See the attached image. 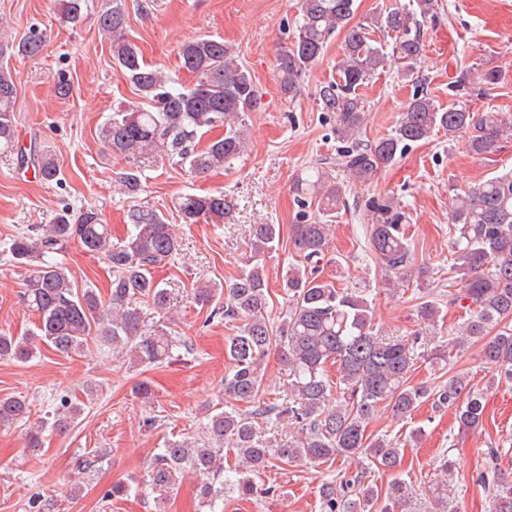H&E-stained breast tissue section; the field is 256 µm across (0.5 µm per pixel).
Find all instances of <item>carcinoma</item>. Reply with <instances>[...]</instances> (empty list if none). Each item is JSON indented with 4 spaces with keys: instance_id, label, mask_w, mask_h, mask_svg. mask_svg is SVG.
Returning <instances> with one entry per match:
<instances>
[{
    "instance_id": "1",
    "label": "carcinoma",
    "mask_w": 512,
    "mask_h": 512,
    "mask_svg": "<svg viewBox=\"0 0 512 512\" xmlns=\"http://www.w3.org/2000/svg\"><path fill=\"white\" fill-rule=\"evenodd\" d=\"M86 0H60L59 19L77 22ZM438 0H414L408 9L399 5L385 13L353 22L355 0H299L300 21L289 48L276 59L275 75L284 97L293 99L308 68L324 54L329 39L343 34L337 77L317 92L324 112L336 114V133L347 143L336 158L309 166L295 175L291 191L297 204L317 207L318 216L302 213L290 225L289 244L297 262L288 265L280 287L286 309L271 318V288L266 261L278 250L280 224H256L250 252L229 287L200 281L192 300L210 309L211 318L233 323L224 341L230 367L224 374V406L204 411L202 432L172 437L156 449L146 467L144 484L157 503L178 490L191 475L197 480L201 507L232 500L272 496L275 488L258 481L272 461L316 467L340 459L358 462L352 479L324 482L319 487L321 512H413L411 485L396 477L386 491L366 481L369 465L397 471L403 461L401 442L371 438L368 425L385 405L408 418L424 403L455 410L459 427L483 425L484 392L463 374H454L438 386L411 384L417 360L445 367L448 350L471 340L482 341L479 351L493 383L512 378V173L487 179L455 195L449 228L456 258L450 267L458 287L448 289V306H460L468 318L456 335L389 336L373 319L372 300L365 288H341L319 275L332 243L333 217L351 182L370 184L402 155L410 144L429 140L435 132H464L466 150L484 155L512 135V116L503 112H472L462 105L446 108L420 89L416 76L423 55L421 22L433 17ZM98 30L111 44L112 59L124 71L149 108L128 106L112 114L99 129L103 144L115 155L132 157L120 177L121 190L130 197L141 187L139 159L168 158L189 172L202 175L230 170L248 149V119L261 100L258 84L236 60L233 47L222 39L196 37L178 51L181 65L195 81L176 87L171 78L143 60L126 36L128 14L123 0H108L97 15ZM375 29L395 34L389 48L375 45ZM42 37L33 35L10 43L13 53L37 57ZM390 65L401 82L415 84L412 96L398 113L394 130L361 144L357 136L366 121L360 93L369 76ZM17 88L8 68L0 67V153L15 147ZM223 128L203 148L197 138ZM32 163L47 182L58 179L56 158L33 152ZM368 246L389 277L391 291L428 280L430 267L417 263L399 198L379 194L364 204ZM177 208L186 224L224 223V192L187 194ZM131 229L120 240L112 236L102 215L89 209L73 217L65 209L52 223L36 226L12 240L9 251L24 269L21 301L37 317L35 330L25 336L0 332V359L27 363L43 343L68 356H82L90 346L110 351L131 368L169 364L174 351L186 341L171 328L172 292L154 276L171 260L180 242L173 225L145 205L128 211ZM110 267L107 293L97 288H75L69 270L58 255L70 243ZM148 304L159 320L147 324L140 305ZM421 320L435 323L439 303L425 300L417 306ZM276 352L288 369L291 398L284 405L263 387L265 361ZM336 367V379L329 368ZM85 403L59 398L51 417L29 423L26 398H0V429L26 423V447L37 451L44 433H64L84 412ZM286 425L293 436L285 443L261 441L263 425ZM105 454L85 459L79 476L69 484V496L81 495L84 479L97 470ZM454 460L442 455L440 479L429 486L427 512H454ZM488 492L490 512H512V476L496 469L476 477Z\"/></svg>"
}]
</instances>
